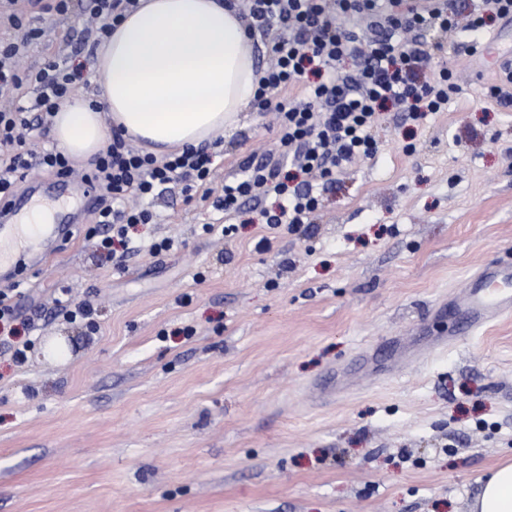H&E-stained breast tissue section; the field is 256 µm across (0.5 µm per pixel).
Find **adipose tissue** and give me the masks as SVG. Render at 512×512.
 Returning a JSON list of instances; mask_svg holds the SVG:
<instances>
[{
  "mask_svg": "<svg viewBox=\"0 0 512 512\" xmlns=\"http://www.w3.org/2000/svg\"><path fill=\"white\" fill-rule=\"evenodd\" d=\"M228 0H139L100 46L95 98L61 103L51 135L87 160L107 146L103 116L161 157L236 129L256 90L253 44ZM469 512H512V462L499 466Z\"/></svg>",
  "mask_w": 512,
  "mask_h": 512,
  "instance_id": "obj_1",
  "label": "adipose tissue"
}]
</instances>
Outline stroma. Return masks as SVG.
<instances>
[{"label": "stroma", "instance_id": "obj_1", "mask_svg": "<svg viewBox=\"0 0 512 512\" xmlns=\"http://www.w3.org/2000/svg\"><path fill=\"white\" fill-rule=\"evenodd\" d=\"M78 18L41 21L23 65L79 46ZM429 49L462 95L420 122L383 112L311 224L219 240L176 190L137 234L177 248L117 273L76 224L22 271L34 329L21 366L0 335V512H468L512 457V314L470 337L449 309L512 268V107L487 60ZM274 138L243 112L219 174ZM52 283L95 328L55 311Z\"/></svg>", "mask_w": 512, "mask_h": 512}]
</instances>
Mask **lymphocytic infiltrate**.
<instances>
[{
  "mask_svg": "<svg viewBox=\"0 0 512 512\" xmlns=\"http://www.w3.org/2000/svg\"><path fill=\"white\" fill-rule=\"evenodd\" d=\"M11 11L1 21L22 31L20 42L0 40V210H6L31 168L61 176L81 174L102 196L88 233L97 251L114 256L115 270L127 257L171 250L172 238L143 243L131 229L155 223L150 199L179 188L185 201L210 202L224 222L203 225L204 233L231 235V221L245 204L273 197L262 210L268 228L299 229L310 223L320 199L315 181L330 182L354 161L371 156V130L388 109L417 121L444 112L462 92L458 73L436 66L425 41L435 28L454 34L470 55L483 56L490 19H512V0H475L459 19L448 0H245L241 17L249 36L264 40L267 66L252 100L254 111L277 115L272 150L249 155L239 171L216 184L215 154L209 147L158 158L113 131L91 170L77 172L72 160L48 146L50 119L63 98L87 88V56L74 50L43 67H23L21 48L37 39L33 19L80 8L97 38L111 34L138 0H6ZM431 80H420L425 70Z\"/></svg>",
  "mask_w": 512,
  "mask_h": 512,
  "instance_id": "lymphocytic-infiltrate-1",
  "label": "lymphocytic infiltrate"
}]
</instances>
